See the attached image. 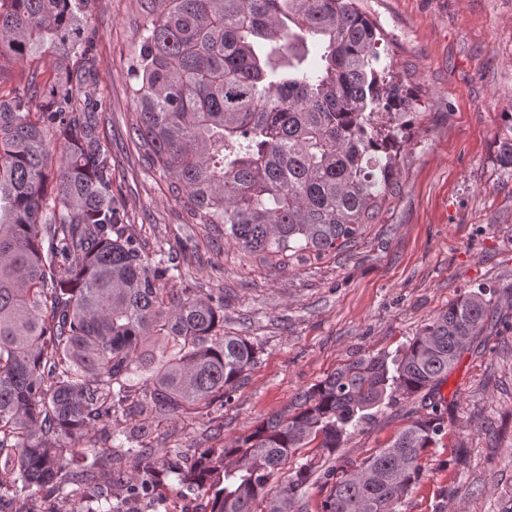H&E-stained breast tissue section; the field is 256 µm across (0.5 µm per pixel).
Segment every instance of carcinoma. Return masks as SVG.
<instances>
[{"mask_svg": "<svg viewBox=\"0 0 512 512\" xmlns=\"http://www.w3.org/2000/svg\"><path fill=\"white\" fill-rule=\"evenodd\" d=\"M137 2L131 131L189 222L280 269L356 242L393 190L399 129L381 133L379 114L403 102L359 0ZM86 5L0 0V72L55 54L45 80L0 93V512L17 493L27 512L72 498L81 512H137L170 476L207 498L201 512H292L314 484L328 488L322 512H400L447 430L435 390L487 329L493 291L448 304L393 357L342 365L228 447L159 454L155 427L230 403L257 344L224 333V289L170 288L178 266L112 189ZM497 161L512 167V136ZM411 398L425 413L389 447L356 466L297 462L270 496L297 450L332 457L369 411ZM320 453L317 448H302L292 458L284 469L280 470L270 481L269 489L272 494L287 485L288 477L291 475V468L294 467L296 461L305 462L308 458Z\"/></svg>", "mask_w": 512, "mask_h": 512, "instance_id": "1", "label": "carcinoma"}]
</instances>
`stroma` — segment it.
I'll list each match as a JSON object with an SVG mask.
<instances>
[{"instance_id": "35a3bbf8", "label": "stroma", "mask_w": 512, "mask_h": 512, "mask_svg": "<svg viewBox=\"0 0 512 512\" xmlns=\"http://www.w3.org/2000/svg\"><path fill=\"white\" fill-rule=\"evenodd\" d=\"M408 101L394 180L376 223L349 248L289 269L263 267L190 224L168 181L142 162L126 92L137 0H88L101 143L114 190L149 247L180 258L183 285L224 291V331L259 346L230 404L164 421L158 448L231 445L349 360L395 353L435 313L481 286L495 313L443 382L448 429L420 461L401 512H512V168L497 162L512 113V0H360ZM375 410L336 455L359 463L418 414ZM466 449L465 468L451 467Z\"/></svg>"}]
</instances>
